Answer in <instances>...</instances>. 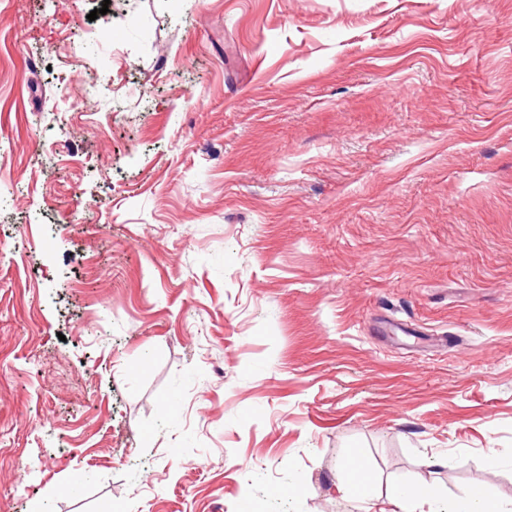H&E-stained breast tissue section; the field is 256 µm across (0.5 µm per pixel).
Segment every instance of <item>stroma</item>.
I'll return each mask as SVG.
<instances>
[{"mask_svg":"<svg viewBox=\"0 0 512 512\" xmlns=\"http://www.w3.org/2000/svg\"><path fill=\"white\" fill-rule=\"evenodd\" d=\"M403 483L512 504V0H0V512Z\"/></svg>","mask_w":512,"mask_h":512,"instance_id":"1","label":"stroma"}]
</instances>
